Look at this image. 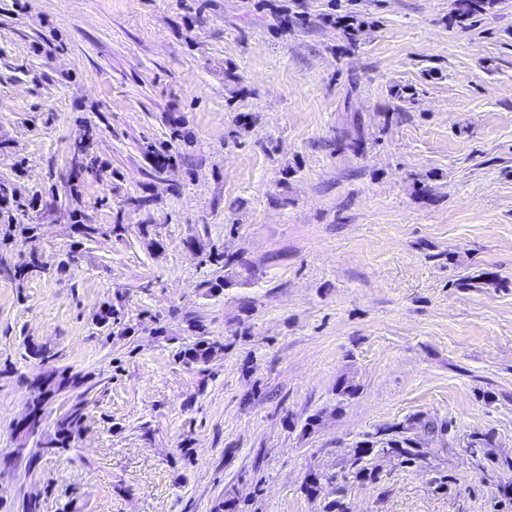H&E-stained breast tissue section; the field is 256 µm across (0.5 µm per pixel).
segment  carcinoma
<instances>
[{
    "label": "carcinoma",
    "mask_w": 512,
    "mask_h": 512,
    "mask_svg": "<svg viewBox=\"0 0 512 512\" xmlns=\"http://www.w3.org/2000/svg\"><path fill=\"white\" fill-rule=\"evenodd\" d=\"M487 6H489V0H462L459 5L460 16L465 19H471L483 12ZM148 154L156 169L167 167L172 158L170 150L162 145L151 146ZM17 256L18 260L13 266L6 269V273L14 278L22 280L49 272V268L40 260L37 253L33 251L29 253L20 251L17 253ZM223 350V343L202 337L195 343L194 347L178 352L177 357L187 364L200 361L206 362ZM22 381L28 382L29 387L33 390V399L30 412L23 419L22 425L17 428V433L28 441H35V445L27 449L25 456L27 463L31 465L47 452V448L41 442L35 440L39 426L45 416L46 404L50 399L63 391L79 388L83 381L79 374L72 373L67 369L52 371L30 381L24 377ZM85 412L86 402L83 399V394L80 393L72 401L67 411L57 420L56 444L59 447H66L74 435L82 429ZM388 445H390L389 451L395 452L405 457L406 460L411 461L418 456L420 442L415 438L406 437L402 440H391L388 442Z\"/></svg>",
    "instance_id": "cac0c4a2"
}]
</instances>
